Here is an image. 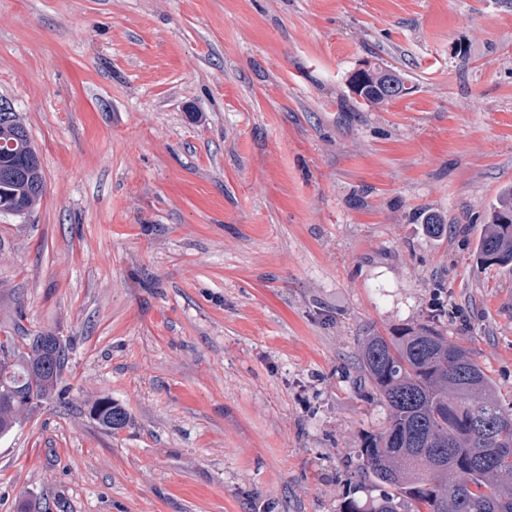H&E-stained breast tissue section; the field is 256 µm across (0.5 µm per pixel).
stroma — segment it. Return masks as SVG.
<instances>
[{"label":"stroma","mask_w":512,"mask_h":512,"mask_svg":"<svg viewBox=\"0 0 512 512\" xmlns=\"http://www.w3.org/2000/svg\"><path fill=\"white\" fill-rule=\"evenodd\" d=\"M367 64L409 94L358 107ZM0 102L45 180L0 215V338L69 347L0 512H339L387 416L360 340L429 320L512 407V265L474 257L512 0H0ZM91 413L98 425L107 431L120 430L130 422L126 410L108 396L97 399L91 407Z\"/></svg>","instance_id":"35a3bbf8"}]
</instances>
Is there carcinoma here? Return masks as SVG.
<instances>
[{"label": "carcinoma", "instance_id": "1", "mask_svg": "<svg viewBox=\"0 0 512 512\" xmlns=\"http://www.w3.org/2000/svg\"><path fill=\"white\" fill-rule=\"evenodd\" d=\"M361 106H378L408 94L406 79L388 66L365 74ZM0 141L16 152L0 162V205L29 211L44 194L42 165L16 114L0 120ZM484 266L512 263V187L490 206L476 247ZM68 358L66 344L45 332L24 346L0 341V437L22 423L56 389ZM364 380L387 408L384 424L364 435L353 476L379 490L343 512H512V412L499 403L494 380L472 352L431 322L391 336L362 338ZM98 425L120 430L126 410L110 397L97 399Z\"/></svg>", "mask_w": 512, "mask_h": 512}]
</instances>
